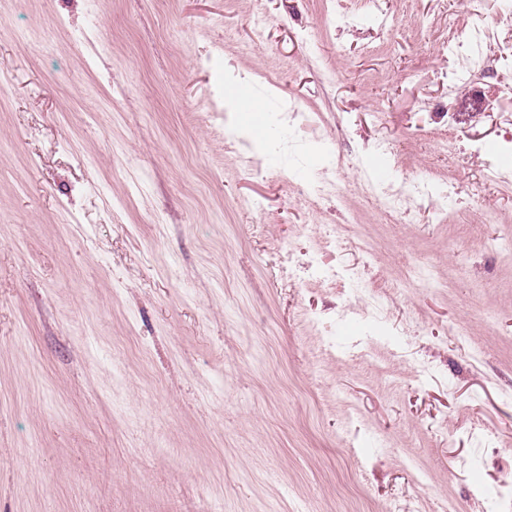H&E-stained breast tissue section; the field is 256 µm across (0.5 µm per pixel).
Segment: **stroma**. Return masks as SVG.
Instances as JSON below:
<instances>
[{"instance_id": "1", "label": "stroma", "mask_w": 512, "mask_h": 512, "mask_svg": "<svg viewBox=\"0 0 512 512\" xmlns=\"http://www.w3.org/2000/svg\"><path fill=\"white\" fill-rule=\"evenodd\" d=\"M447 3L0 0V512H512V0L453 89ZM428 192V185L424 181H408L402 184V187L384 194L380 199V204L384 211L405 221L411 214L408 207V201L414 196ZM438 280L431 268L422 264L410 266L402 286H410L412 288H434L438 285Z\"/></svg>"}]
</instances>
